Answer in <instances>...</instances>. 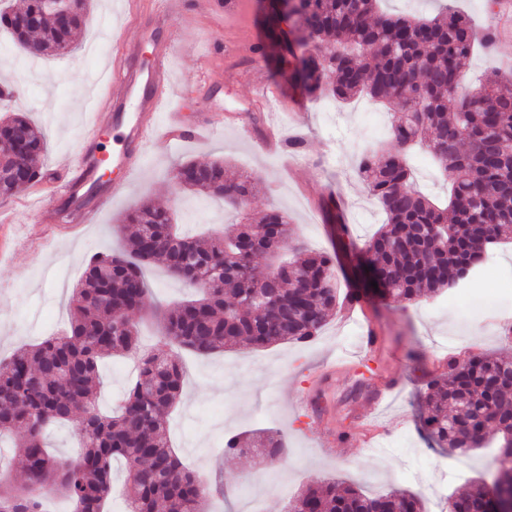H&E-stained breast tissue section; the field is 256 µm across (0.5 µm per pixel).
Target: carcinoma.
<instances>
[{"instance_id": "1", "label": "carcinoma", "mask_w": 512, "mask_h": 512, "mask_svg": "<svg viewBox=\"0 0 512 512\" xmlns=\"http://www.w3.org/2000/svg\"><path fill=\"white\" fill-rule=\"evenodd\" d=\"M380 0H294L296 45L270 61L272 73L311 95L336 100L369 97L399 112L390 128L395 153L365 151L357 173L375 197L387 222L362 246H352L367 275L363 291L382 302L413 304L426 295L456 287L460 268L476 271L487 247L512 234V75L457 96L464 87L465 61L489 48L495 30L478 32L473 20L452 4L429 19L388 14ZM92 0H80L66 17L42 11V0H27L15 11L0 7V28L25 58L73 50ZM260 53L281 40V0H264ZM304 48L296 55L295 46ZM0 138L21 150L0 158V200L15 194L16 172L27 183L42 175L46 150L42 132L22 113L0 118ZM428 148L453 173L447 206L413 189L409 155ZM174 179L182 190L215 197L230 208L253 196L260 180L231 177L224 162L181 164ZM129 249L93 254L70 302L67 333L50 336L0 359V435L15 437L10 468L24 481L0 478V512H44L43 491L51 486L68 498L74 512H104L112 486V464L127 470L126 512H209L207 478L186 466L169 441L170 410L179 402L183 370L177 351L208 355L242 343L254 348L316 336L336 310V255L293 245L288 215L273 210L238 224L228 235L191 237L172 224L169 210L144 200L127 212ZM260 269L259 254L277 257ZM165 264L168 274L197 299L173 307L151 302L146 266ZM377 286H371V282ZM277 295L254 302L262 288ZM148 315L164 340L139 359L135 376L112 412L99 404L100 364L114 353L140 345L130 313ZM512 371V358L478 353L428 383V414L422 430L439 446L465 455L491 440L512 445V392L488 381ZM493 421L497 434L485 424ZM73 423L80 436L78 460L47 449L45 432ZM254 448L269 464L281 460L283 437L257 431L229 438L225 454ZM471 512H490L481 489L465 494ZM289 512H425L421 499L404 489L368 496L357 487L340 490L334 481H316L302 490Z\"/></svg>"}]
</instances>
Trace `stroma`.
Wrapping results in <instances>:
<instances>
[{"instance_id":"1","label":"stroma","mask_w":512,"mask_h":512,"mask_svg":"<svg viewBox=\"0 0 512 512\" xmlns=\"http://www.w3.org/2000/svg\"><path fill=\"white\" fill-rule=\"evenodd\" d=\"M139 2L94 0L76 54L38 61L19 84L11 107L26 112L43 128L45 171L70 164L80 150L94 100L116 92L110 79L113 43L136 38ZM259 17L257 0H229L221 17L210 16L199 5L169 22V30L182 45L172 60L171 79L181 91L177 106L185 128H192L203 113L242 108L254 82L268 79V72L256 70L247 49ZM212 44L223 46L224 55L207 69L202 59ZM510 64L512 37L501 40L493 55L474 53L466 64L469 88H478ZM302 97L303 111H292L287 99L265 115L266 120L299 127L305 146L297 173H290L289 157L266 152L256 135L230 125L207 140L153 141L146 167L128 193L77 236L63 231L47 235L48 218L38 211L44 193L41 184L0 203V224H6L11 238L0 256V358L64 331L84 258L106 246L122 247L116 224L147 197L174 210L178 223L192 234L228 233L244 213L279 209L288 214L296 237L310 251L340 252L348 240L334 233L322 209L323 200L337 195L342 200V223L362 226L365 235H372L384 224L385 215L366 192L355 161L366 145L389 151L395 149V142L387 131H372L363 122L360 110L368 106V99L343 103L320 94ZM216 160L234 172L260 179L261 190L244 211L225 210L217 199L179 193L173 180L179 164ZM412 167L414 188L440 200L447 198L450 172L424 151L415 155ZM370 313L384 338L373 354L365 352L360 329L342 322L337 312L304 345L227 350L205 358L180 351L184 386L182 400L169 417L170 437L177 455L217 485L212 512H245L252 502L260 512H285L306 485L323 478L335 479L342 487L357 484L369 494L393 487L417 493L421 487L411 475L419 470L424 477L438 478L442 499L491 479L488 448L471 452L466 475L444 474L442 463L449 454L421 431L425 408L419 392L427 375L437 374L439 364L451 355L445 344L448 337H463L467 350L512 352L500 323L484 316L463 318L449 306L444 293L411 305L374 299ZM133 363L130 355L103 362V410H111L121 398ZM394 370L401 371L402 386L379 397L378 380ZM303 390L316 396L307 411L299 408ZM366 413L377 415L388 433L410 434L419 444L418 452L398 446L374 453L339 440L340 432L357 433ZM266 428L287 436L281 462L268 465L252 454L225 455L227 436Z\"/></svg>"}]
</instances>
